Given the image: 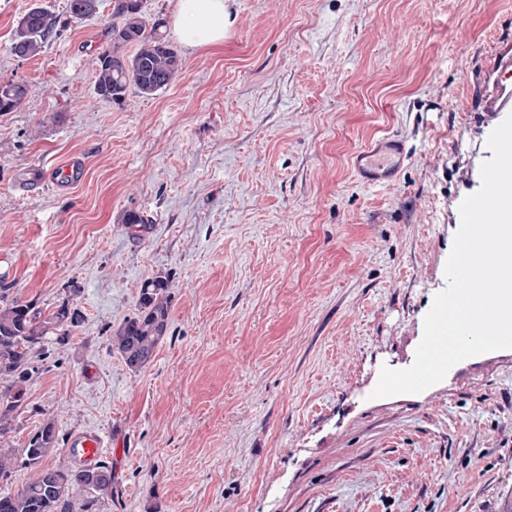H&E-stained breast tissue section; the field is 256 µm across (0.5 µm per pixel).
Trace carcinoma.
I'll list each match as a JSON object with an SVG mask.
<instances>
[{
    "label": "carcinoma",
    "instance_id": "cac0c4a2",
    "mask_svg": "<svg viewBox=\"0 0 512 512\" xmlns=\"http://www.w3.org/2000/svg\"><path fill=\"white\" fill-rule=\"evenodd\" d=\"M99 0H68L67 20H82L97 13ZM60 23L57 16L35 4L20 19L10 44L21 58L39 55ZM163 22H149L141 0H114L109 33L112 48L96 58L95 90L104 99L119 102L129 89L149 97L167 88L183 69L177 49L162 31ZM136 46L133 54L125 52ZM27 88L12 81L0 82V112L21 105ZM168 282L155 279L141 285L137 313L111 336L112 348L126 365L139 369L151 362L170 319ZM83 321L79 308L64 301L50 311L0 293V444L15 430L19 407L35 374L32 359L49 343L64 345ZM59 429L45 418L29 437L26 447L0 451V480L17 468L33 471L32 478L15 494L0 492V512H74L82 496L80 512H96V506L112 499V470L100 463L92 468L50 466L46 460L59 451Z\"/></svg>",
    "mask_w": 512,
    "mask_h": 512
}]
</instances>
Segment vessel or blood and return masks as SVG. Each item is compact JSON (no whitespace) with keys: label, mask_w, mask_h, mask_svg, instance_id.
Returning a JSON list of instances; mask_svg holds the SVG:
<instances>
[{"label":"vessel or blood","mask_w":512,"mask_h":512,"mask_svg":"<svg viewBox=\"0 0 512 512\" xmlns=\"http://www.w3.org/2000/svg\"><path fill=\"white\" fill-rule=\"evenodd\" d=\"M407 158L402 138L392 134L372 142L360 150L353 159V167L360 181L372 186H389L396 182ZM110 446L108 435L89 430L70 434L66 446V459L78 465L101 463Z\"/></svg>","instance_id":"vessel-or-blood-1"}]
</instances>
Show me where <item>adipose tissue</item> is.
<instances>
[{
    "mask_svg": "<svg viewBox=\"0 0 512 512\" xmlns=\"http://www.w3.org/2000/svg\"><path fill=\"white\" fill-rule=\"evenodd\" d=\"M230 24L227 0H181L172 19L175 36L189 49L223 43Z\"/></svg>",
    "mask_w": 512,
    "mask_h": 512,
    "instance_id": "adipose-tissue-1",
    "label": "adipose tissue"
}]
</instances>
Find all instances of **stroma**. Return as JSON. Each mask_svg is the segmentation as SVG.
I'll list each match as a JSON object with an SVG mask.
<instances>
[{"mask_svg": "<svg viewBox=\"0 0 512 512\" xmlns=\"http://www.w3.org/2000/svg\"><path fill=\"white\" fill-rule=\"evenodd\" d=\"M0 0V284L84 321L36 373L9 439L45 417L110 434L100 512H503L512 504V349L419 394L407 369L446 286L459 206L512 91V0H228L222 45L181 50L151 97L94 90L113 0L13 55L33 5ZM390 187L357 179L387 134ZM76 161L79 182L53 170ZM143 215L129 224L127 213ZM170 282L152 361L111 344L139 287ZM27 95V88L12 81L0 82V112H10L21 105ZM407 158L406 146L398 135H385L360 150L353 167L360 181L372 186L393 185Z\"/></svg>", "mask_w": 512, "mask_h": 512, "instance_id": "1", "label": "stroma"}]
</instances>
